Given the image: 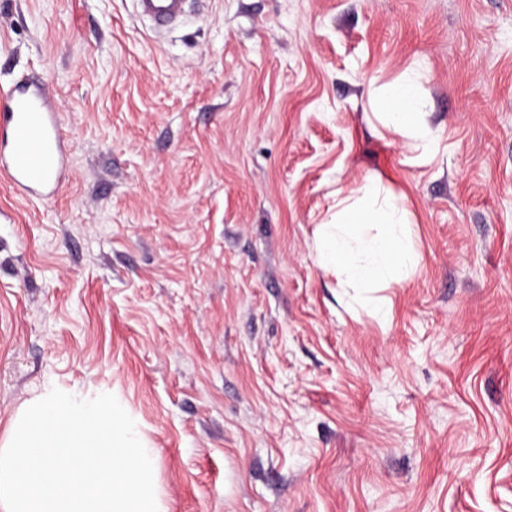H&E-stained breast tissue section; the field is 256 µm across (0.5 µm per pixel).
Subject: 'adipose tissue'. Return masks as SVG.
<instances>
[{"instance_id": "adipose-tissue-1", "label": "adipose tissue", "mask_w": 512, "mask_h": 512, "mask_svg": "<svg viewBox=\"0 0 512 512\" xmlns=\"http://www.w3.org/2000/svg\"><path fill=\"white\" fill-rule=\"evenodd\" d=\"M381 107L394 133L424 140L412 85L396 87ZM362 193L359 201L337 198L336 221L326 225L318 239V260L351 288L403 282L421 261L411 226L398 200L380 196L373 182H366Z\"/></svg>"}]
</instances>
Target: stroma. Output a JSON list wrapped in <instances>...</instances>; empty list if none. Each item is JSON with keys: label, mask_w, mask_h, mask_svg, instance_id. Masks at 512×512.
Returning <instances> with one entry per match:
<instances>
[{"label": "stroma", "mask_w": 512, "mask_h": 512, "mask_svg": "<svg viewBox=\"0 0 512 512\" xmlns=\"http://www.w3.org/2000/svg\"><path fill=\"white\" fill-rule=\"evenodd\" d=\"M0 0L70 173L0 183V432L109 393L165 512H512V0ZM413 84L422 148L381 102ZM394 196L420 266L346 288L335 196ZM140 17L161 31L187 17L186 0H136Z\"/></svg>", "instance_id": "35a3bbf8"}]
</instances>
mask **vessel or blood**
<instances>
[{
    "instance_id": "b4317fda",
    "label": "vessel or blood",
    "mask_w": 512,
    "mask_h": 512,
    "mask_svg": "<svg viewBox=\"0 0 512 512\" xmlns=\"http://www.w3.org/2000/svg\"><path fill=\"white\" fill-rule=\"evenodd\" d=\"M140 17L161 31L187 16L186 0H136ZM69 173L57 111L42 85L0 88V177L20 196L51 194Z\"/></svg>"
}]
</instances>
